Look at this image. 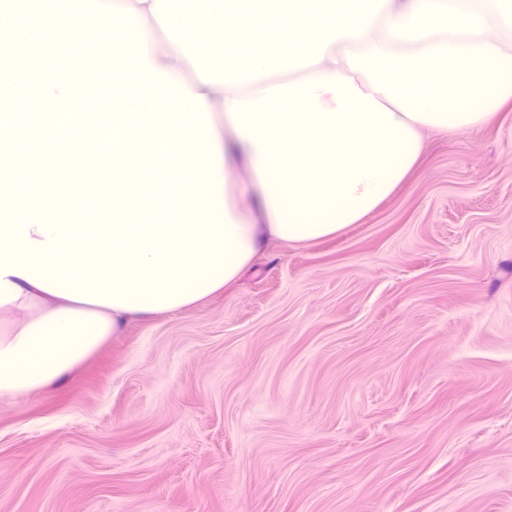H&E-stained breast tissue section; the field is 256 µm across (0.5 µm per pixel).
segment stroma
<instances>
[{"mask_svg": "<svg viewBox=\"0 0 512 512\" xmlns=\"http://www.w3.org/2000/svg\"><path fill=\"white\" fill-rule=\"evenodd\" d=\"M61 77L118 47L75 28ZM360 223L0 403V512H512V109Z\"/></svg>", "mask_w": 512, "mask_h": 512, "instance_id": "35a3bbf8", "label": "stroma"}]
</instances>
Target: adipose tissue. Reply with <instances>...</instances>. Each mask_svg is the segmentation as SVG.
<instances>
[{
  "instance_id": "adipose-tissue-1",
  "label": "adipose tissue",
  "mask_w": 512,
  "mask_h": 512,
  "mask_svg": "<svg viewBox=\"0 0 512 512\" xmlns=\"http://www.w3.org/2000/svg\"><path fill=\"white\" fill-rule=\"evenodd\" d=\"M166 0H66L101 41L126 45L109 79L133 112L124 140L169 142L148 173L171 211L126 224L50 221L60 184L0 175V402L60 382L131 319L176 315L233 282L270 239L306 245L359 223L407 178L424 128L489 123L512 104V0H288L235 8V34H284L279 53L215 64ZM161 19L157 46L139 22ZM223 113L212 112L214 99ZM244 157L266 221L229 175Z\"/></svg>"
}]
</instances>
